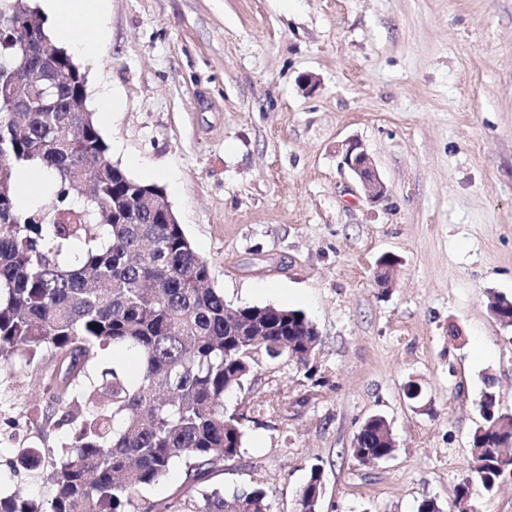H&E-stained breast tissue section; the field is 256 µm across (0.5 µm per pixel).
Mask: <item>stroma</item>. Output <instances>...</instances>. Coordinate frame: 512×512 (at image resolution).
<instances>
[{
    "mask_svg": "<svg viewBox=\"0 0 512 512\" xmlns=\"http://www.w3.org/2000/svg\"><path fill=\"white\" fill-rule=\"evenodd\" d=\"M85 70L88 108L102 79L116 102L113 162L164 188L227 304L299 309L321 335L304 366L257 351L224 400L241 452L200 492L294 512L316 465L321 512H457L485 385L512 411V327L489 307L512 298V0H109ZM350 137L379 202L339 166ZM15 378L4 417L39 443L34 367ZM373 415L396 450L361 464ZM336 152L341 159L342 167L349 171L369 201L376 203L386 197L387 185L361 142L348 139L338 145Z\"/></svg>",
    "mask_w": 512,
    "mask_h": 512,
    "instance_id": "obj_1",
    "label": "stroma"
}]
</instances>
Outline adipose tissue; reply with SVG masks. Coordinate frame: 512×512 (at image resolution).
Here are the masks:
<instances>
[{"label":"adipose tissue","mask_w":512,"mask_h":512,"mask_svg":"<svg viewBox=\"0 0 512 512\" xmlns=\"http://www.w3.org/2000/svg\"><path fill=\"white\" fill-rule=\"evenodd\" d=\"M106 5L107 0H44L46 13L56 22L57 40L90 60L98 55Z\"/></svg>","instance_id":"1"}]
</instances>
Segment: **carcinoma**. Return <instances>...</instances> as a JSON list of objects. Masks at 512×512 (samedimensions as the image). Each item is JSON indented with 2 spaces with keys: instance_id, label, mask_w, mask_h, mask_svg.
Here are the masks:
<instances>
[{
  "instance_id": "carcinoma-1",
  "label": "carcinoma",
  "mask_w": 512,
  "mask_h": 512,
  "mask_svg": "<svg viewBox=\"0 0 512 512\" xmlns=\"http://www.w3.org/2000/svg\"><path fill=\"white\" fill-rule=\"evenodd\" d=\"M24 34L33 42L46 34L40 13L25 20ZM30 63L40 75L37 98L49 105L12 112L0 103V366L45 361L41 432L60 437L56 447H18L8 461L50 497L0 493V512H180L206 474L238 456L244 415L224 407V394L244 386L259 346L272 359L307 364L300 343L308 317L278 307L266 335H247L243 328L265 307H242L233 318L182 225L134 209L131 197L153 184L112 168L94 113L65 111L84 71L72 74L54 57ZM20 167L49 175L48 203L19 207ZM111 347L139 355L135 381L104 360ZM13 377L0 376V408L12 406ZM479 412L483 428L472 447L484 454L457 495L490 492L512 474V461L493 453L512 431L493 429L503 412L491 383ZM384 426L386 419L370 418L352 456L393 455L378 438ZM175 460L186 464L176 492L138 498ZM197 512H273V504L252 487L230 497L205 493Z\"/></svg>"
}]
</instances>
